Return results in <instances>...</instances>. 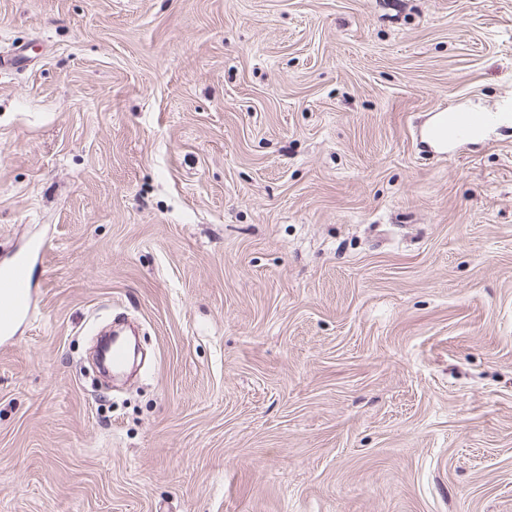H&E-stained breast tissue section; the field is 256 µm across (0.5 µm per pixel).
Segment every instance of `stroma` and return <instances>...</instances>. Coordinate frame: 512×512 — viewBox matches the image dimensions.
<instances>
[{
	"label": "stroma",
	"instance_id": "stroma-1",
	"mask_svg": "<svg viewBox=\"0 0 512 512\" xmlns=\"http://www.w3.org/2000/svg\"><path fill=\"white\" fill-rule=\"evenodd\" d=\"M0 512H512V0H0ZM146 362L82 375L113 315ZM492 112H439L430 135L436 141L448 144L455 139L479 136L491 119ZM35 301L30 259L18 255L0 268V335L12 336L15 327L32 313Z\"/></svg>",
	"mask_w": 512,
	"mask_h": 512
}]
</instances>
